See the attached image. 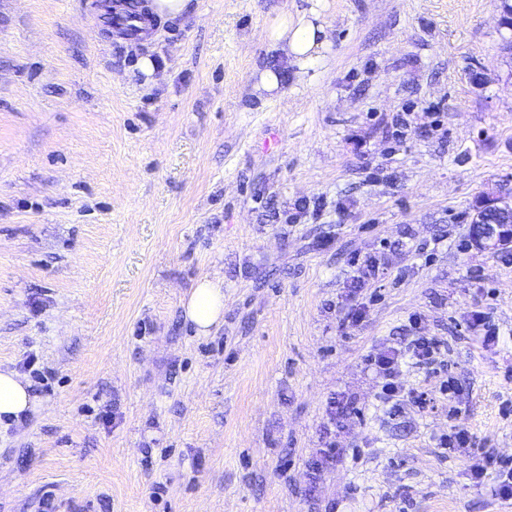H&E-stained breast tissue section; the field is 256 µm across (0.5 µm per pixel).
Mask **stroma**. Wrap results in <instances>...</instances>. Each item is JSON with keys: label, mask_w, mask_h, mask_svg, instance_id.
<instances>
[{"label": "stroma", "mask_w": 512, "mask_h": 512, "mask_svg": "<svg viewBox=\"0 0 512 512\" xmlns=\"http://www.w3.org/2000/svg\"><path fill=\"white\" fill-rule=\"evenodd\" d=\"M99 4L0 0V370L42 404L0 425V512H512L441 445L512 459V245L471 237L512 198L504 0H190L141 40ZM312 8L329 50L258 97ZM417 336L385 402L367 358ZM349 265L352 268L350 285L354 289L360 288L370 278H375L379 272V265L372 258L360 259L357 256L351 257ZM224 284L207 277L199 279L183 301V314L199 333L207 334L224 314Z\"/></svg>", "instance_id": "1"}]
</instances>
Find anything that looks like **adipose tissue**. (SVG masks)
<instances>
[{
    "label": "adipose tissue",
    "mask_w": 512,
    "mask_h": 512,
    "mask_svg": "<svg viewBox=\"0 0 512 512\" xmlns=\"http://www.w3.org/2000/svg\"><path fill=\"white\" fill-rule=\"evenodd\" d=\"M270 43L284 50L291 63L305 66L330 45L329 32L317 11L296 16L280 15L268 29ZM184 315L197 331L209 333L224 314L222 281L201 278L183 301ZM36 409L29 382L13 371H0V424H18Z\"/></svg>",
    "instance_id": "ef3b65f1"
}]
</instances>
